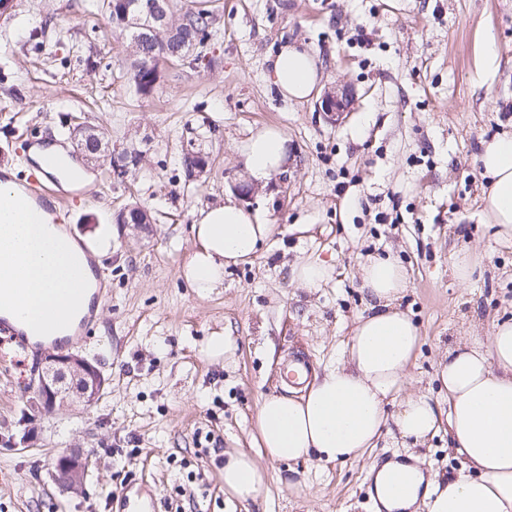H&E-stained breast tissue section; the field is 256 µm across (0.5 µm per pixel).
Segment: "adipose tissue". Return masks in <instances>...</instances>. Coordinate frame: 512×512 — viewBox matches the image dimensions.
I'll return each instance as SVG.
<instances>
[{
    "mask_svg": "<svg viewBox=\"0 0 512 512\" xmlns=\"http://www.w3.org/2000/svg\"><path fill=\"white\" fill-rule=\"evenodd\" d=\"M268 80L291 101L311 99L323 73L313 53L283 44ZM249 180L267 184L288 168V136L279 127L258 128L240 143ZM485 180L483 213L497 238L512 240V133L484 141L477 157ZM20 189L12 179L0 181L1 315L24 331L61 315L79 320L92 302V275L77 260L83 251L107 254L111 229L86 245L77 241L37 205L12 206ZM192 232L198 250L183 268L197 294L224 282V269L251 261L268 239L272 225L234 201L199 209ZM370 305L360 317L338 361L316 376L301 397L269 395L258 414V446L270 459L324 462L361 458L383 435L423 444L440 418L448 420V437L466 464L449 478L425 471L420 455L385 462L372 477V491L385 512H407L416 504L427 512H512V319L495 322L487 343L449 348L436 378L448 393L440 411L424 394L403 393L411 376L421 336L397 299L407 286L404 267L392 257L370 258L360 269ZM399 396L398 410L385 403ZM264 475L253 456L230 454L224 463V491L246 501L263 488Z\"/></svg>",
    "mask_w": 512,
    "mask_h": 512,
    "instance_id": "1",
    "label": "adipose tissue"
}]
</instances>
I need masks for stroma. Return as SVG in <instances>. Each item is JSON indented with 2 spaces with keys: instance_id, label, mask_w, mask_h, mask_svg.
I'll return each instance as SVG.
<instances>
[{
  "instance_id": "obj_1",
  "label": "stroma",
  "mask_w": 512,
  "mask_h": 512,
  "mask_svg": "<svg viewBox=\"0 0 512 512\" xmlns=\"http://www.w3.org/2000/svg\"><path fill=\"white\" fill-rule=\"evenodd\" d=\"M215 22L205 64L165 68L158 89L136 93L132 49L113 31L104 0H14L0 14V171L27 185L28 148L61 146L90 177L64 191L77 239L112 227L96 258L107 293L77 346L108 380L91 407L47 413L27 448H0V512H376L367 470L402 451L384 437L359 460L274 461L256 446L262 399L285 394L282 370L305 356L315 372L335 362L367 312L359 270L391 255L407 269L398 299L422 345L410 390L438 397L434 379L449 346L485 341L512 317V244L483 222L482 141L512 132V0H208ZM491 39L494 70L481 74ZM318 58L319 95L289 102L266 78L280 45ZM338 93L340 112L321 111ZM105 129L112 160L143 154L122 180L76 151L63 122ZM267 125L283 129L293 161L264 188H248L238 145ZM233 200L274 231L251 262L197 295L182 270L199 243L200 208ZM151 224L118 223L128 205ZM391 216L388 224L380 216ZM470 251L468 286L453 274ZM333 263L308 290L292 279L298 258ZM235 338L213 360L208 337ZM0 347V426L16 425L31 372L51 353ZM73 448L93 464L83 492L52 471ZM255 454L266 474L255 499H227L224 455ZM440 475L461 459L447 428L419 446Z\"/></svg>"
}]
</instances>
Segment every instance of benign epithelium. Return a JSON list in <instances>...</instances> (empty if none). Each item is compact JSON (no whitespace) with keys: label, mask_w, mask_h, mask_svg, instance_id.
<instances>
[{"label":"benign epithelium","mask_w":512,"mask_h":512,"mask_svg":"<svg viewBox=\"0 0 512 512\" xmlns=\"http://www.w3.org/2000/svg\"><path fill=\"white\" fill-rule=\"evenodd\" d=\"M73 137L87 154L92 156L101 152L102 145L88 137L83 125L73 127ZM45 362L46 366L30 389L29 408L34 412L87 408L98 400L107 385L99 367L77 353L49 354ZM89 466L90 459L72 449L57 460L56 480L67 491H79Z\"/></svg>","instance_id":"1"}]
</instances>
